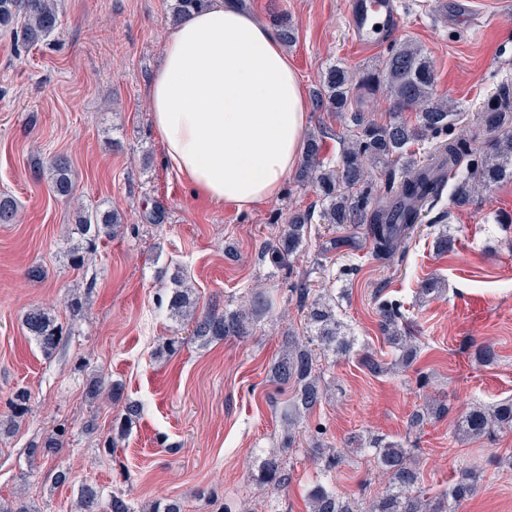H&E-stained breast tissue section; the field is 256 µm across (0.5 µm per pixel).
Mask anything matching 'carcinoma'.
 Returning <instances> with one entry per match:
<instances>
[{"label": "carcinoma", "mask_w": 512, "mask_h": 512, "mask_svg": "<svg viewBox=\"0 0 512 512\" xmlns=\"http://www.w3.org/2000/svg\"><path fill=\"white\" fill-rule=\"evenodd\" d=\"M208 0H172L171 16L181 21L191 11L205 6ZM281 42H293L294 32L285 16L272 19ZM60 12L56 0H0V30L8 33L17 49H30L50 40L60 30ZM433 71L421 50L410 43L388 52L381 66L359 75L340 65L325 72L321 89L314 95L316 108L339 117L350 116L351 125L343 140V148L335 165L323 157L321 137L307 138L306 149L297 171V181L309 184L321 201L320 219L336 230L330 249L342 253L368 249L383 264L403 257L422 219L449 191L450 202L468 204L492 183L505 175L512 176V130L504 128L507 113L512 111V88L501 87L484 106L487 127L501 130L486 149L473 150L471 141L454 133L458 113L451 103L432 96ZM380 91L389 97L393 118L386 123L366 119L361 112L347 113L363 96ZM415 113L410 120L405 113ZM433 142L432 151L423 162L417 161L411 146ZM401 165V177L394 181L393 167ZM52 188L64 199L74 196L71 168L67 158L54 156L49 162ZM385 178V195L373 197L374 175ZM17 215V204L9 195H0V223L9 224ZM78 224L83 239L73 248L77 263L97 250L98 242L121 223L115 210L79 208ZM311 211L296 212L288 217L282 235L263 242L260 256L278 270L294 277V260L311 226ZM307 279L300 276L291 282V295L306 310L312 331L308 341L291 339L272 366L275 380L294 386V396L284 413L283 433L278 448L264 458L255 481L269 487L280 497L288 491L294 463L288 454L298 450L295 429L306 415L320 404L329 383L319 367L321 352L330 351L342 357L354 352L355 338L343 333L338 318L339 303L333 297L310 298ZM272 307L266 291L254 288L247 305L227 310L213 304L197 312L192 289L174 288L168 299L171 315L191 324L192 338L200 345L227 338H245L254 325ZM24 327L46 357L52 356L62 342L63 329L55 317L40 306L31 307L24 315ZM378 326L383 339L397 355L391 363L375 358L359 347V360L371 373L382 375L392 369L405 370L418 358L422 339L412 331L396 300H382L378 305ZM86 394L92 400L101 398L118 403L123 399L119 384H105L98 376L88 380ZM30 394L15 393L10 401L11 416L7 423L16 424L29 411ZM140 414V405L128 401L122 406L117 429L122 437ZM448 414V404L435 400L423 410L411 414L407 431L418 432L429 420ZM512 431V400L489 408L474 407L457 422L454 434L484 438L494 442L503 432ZM66 428L60 427L32 444V455L55 458L64 448ZM351 443L372 455L382 473L386 487L381 494L366 501L350 500L336 493L327 481H316L307 492V512H458L461 504L481 487L483 471L479 467H460L452 482L440 493L425 496L419 487V471L411 449L398 440L372 435L352 437ZM347 453L329 443L318 442L312 457L315 468L325 477L346 464ZM102 492L88 480L79 485L76 507L79 512H137L127 495L114 492L101 502ZM0 512H38L24 494L11 500H0Z\"/></svg>", "instance_id": "1"}]
</instances>
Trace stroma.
I'll return each mask as SVG.
<instances>
[{
	"label": "stroma",
	"mask_w": 512,
	"mask_h": 512,
	"mask_svg": "<svg viewBox=\"0 0 512 512\" xmlns=\"http://www.w3.org/2000/svg\"><path fill=\"white\" fill-rule=\"evenodd\" d=\"M347 0H246L262 22L287 16L296 41L287 53L305 94L327 67L372 70L382 52L352 44ZM394 45H418L435 72L433 92L455 103L457 129L476 132L484 147L483 106L512 86V0H474L475 10L449 21L448 0H402ZM170 0H62V30L46 45L15 53L0 33V192L17 201L15 223L0 224V416L20 388L30 411L10 434H0V498L25 493L39 512H71L78 483L90 477L104 495L120 491L138 512L152 501L180 498L185 512H306L304 495L317 473L306 451L296 455L286 496L267 495L252 478L264 453L279 442L280 412L292 388L269 378L287 335L305 336L304 313L289 297L286 275L262 261L259 247L279 235L296 210L319 211L313 187L287 180L276 199L249 209L194 196L164 164L147 99L163 42L172 28ZM67 156L75 201L53 193L44 164ZM117 210L122 224L84 266L72 264L79 236L75 205ZM161 223H150V213ZM455 250L432 246L422 224L403 262L387 266L367 251L339 257L325 252L329 234L314 219L295 264L311 288L343 294L341 319L359 343L385 360L395 356L378 330L379 300L400 301L423 338L415 369L372 375L357 356H326L321 364L333 389L300 425L304 441L323 436L342 446L354 432L402 439L409 415L432 398L447 399L448 414L424 426L413 451L422 487L436 491L459 464L481 466L475 497L459 512H512V470L491 457L512 456V432L491 445L458 441L452 428L472 404L512 399V179H504L447 224ZM39 266L44 278L28 277ZM194 287L199 307L230 309L262 287L270 316L251 336L206 346L190 339L165 300L176 273ZM438 278L441 295L419 298L423 280ZM84 313L72 316L67 299ZM47 307L64 336L45 357L23 327L26 311ZM184 343L157 356L167 338ZM493 343L497 360L479 365L476 343ZM429 378L416 383L417 372ZM122 383L143 411L112 453L100 448L120 405L85 397L91 377ZM69 428L62 461L69 482L56 481L57 461L31 459L33 441L58 423ZM342 494L359 499L381 488L364 454L351 453L333 477Z\"/></svg>",
	"instance_id": "35a3bbf8"
}]
</instances>
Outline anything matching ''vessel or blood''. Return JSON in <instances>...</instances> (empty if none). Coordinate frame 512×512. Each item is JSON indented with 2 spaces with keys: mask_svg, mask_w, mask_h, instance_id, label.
Instances as JSON below:
<instances>
[{
  "mask_svg": "<svg viewBox=\"0 0 512 512\" xmlns=\"http://www.w3.org/2000/svg\"><path fill=\"white\" fill-rule=\"evenodd\" d=\"M400 0H349L348 24L354 45L375 50L388 44L401 24Z\"/></svg>",
  "mask_w": 512,
  "mask_h": 512,
  "instance_id": "obj_1",
  "label": "vessel or blood"
}]
</instances>
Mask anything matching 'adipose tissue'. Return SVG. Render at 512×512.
I'll list each match as a JSON object with an SVG mask.
<instances>
[{
	"label": "adipose tissue",
	"mask_w": 512,
	"mask_h": 512,
	"mask_svg": "<svg viewBox=\"0 0 512 512\" xmlns=\"http://www.w3.org/2000/svg\"><path fill=\"white\" fill-rule=\"evenodd\" d=\"M147 96L166 165L213 203L275 199L300 163L301 82L277 32L234 0L169 30Z\"/></svg>",
	"instance_id": "1"
}]
</instances>
